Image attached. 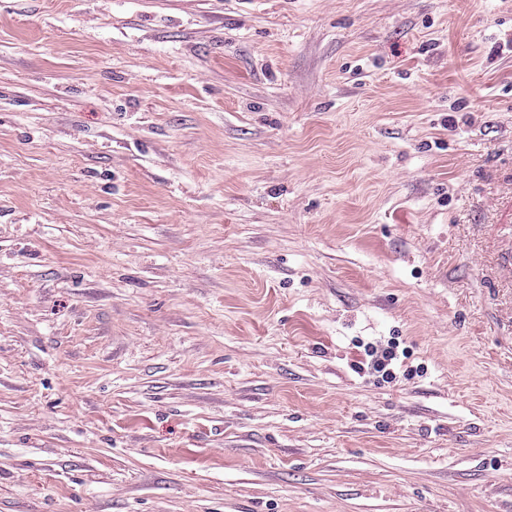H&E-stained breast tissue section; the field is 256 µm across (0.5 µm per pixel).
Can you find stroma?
Instances as JSON below:
<instances>
[{
	"mask_svg": "<svg viewBox=\"0 0 512 512\" xmlns=\"http://www.w3.org/2000/svg\"><path fill=\"white\" fill-rule=\"evenodd\" d=\"M511 246L512 0H0V512H512ZM399 343L391 341L388 346L378 350L372 348L367 350V356L371 357L370 367L376 373H381L383 378H392L394 375L393 366L399 358Z\"/></svg>",
	"mask_w": 512,
	"mask_h": 512,
	"instance_id": "35a3bbf8",
	"label": "stroma"
}]
</instances>
